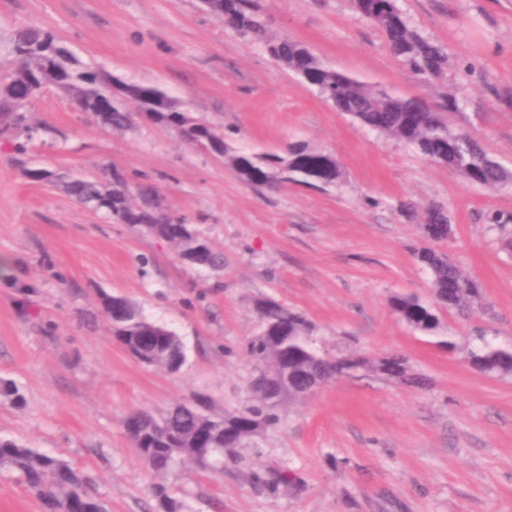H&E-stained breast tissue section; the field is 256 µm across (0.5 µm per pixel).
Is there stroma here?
Here are the masks:
<instances>
[{"mask_svg": "<svg viewBox=\"0 0 512 512\" xmlns=\"http://www.w3.org/2000/svg\"><path fill=\"white\" fill-rule=\"evenodd\" d=\"M411 26L442 44L448 69L435 93L456 96L453 127L475 131L512 167V0H399ZM271 33L323 62L390 91L423 89L382 33L350 0H264ZM41 28L85 63L129 84L159 87L192 116L234 132L237 147L278 152L303 140L332 154L343 178L317 189L262 192L222 159L136 119L116 136L57 91L35 98V168L90 177L149 175L166 207L224 256L220 272L185 265L172 245L60 188L30 181L0 136V378L25 398L0 401V436L68 461L110 512H152L166 484L189 512H512V376L472 370L465 352L488 339L512 348V253L487 231L512 225V191L493 192L410 146L379 135L324 102L240 38L202 0H0V46ZM445 208L453 226L441 250L482 285L475 313L441 315L448 350L391 311L394 294L430 299L427 246L399 202ZM121 295L181 337L187 358L169 373L141 364L113 340L103 299ZM269 296L304 313L318 348L376 359L403 355L426 388L368 373L285 401L245 464L158 475L125 433L134 410L155 414L205 397L214 412L245 406L259 332L253 304ZM297 470L303 490L254 491L251 469ZM0 512H43L16 474L0 468Z\"/></svg>", "mask_w": 512, "mask_h": 512, "instance_id": "35a3bbf8", "label": "stroma"}]
</instances>
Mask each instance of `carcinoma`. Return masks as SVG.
Segmentation results:
<instances>
[{"label":"carcinoma","instance_id":"1","mask_svg":"<svg viewBox=\"0 0 512 512\" xmlns=\"http://www.w3.org/2000/svg\"><path fill=\"white\" fill-rule=\"evenodd\" d=\"M209 11L241 38L260 43L269 57L289 72L304 67L317 76L319 96L337 110L386 137L413 147L428 162L444 166L467 181L495 191L512 188V168L503 165L471 132L451 127L448 111L459 108L448 94L428 101L418 96L393 93L362 82L325 65L307 46L286 35L270 33L262 0H203ZM382 7L371 13L363 0H352L356 13L369 20L384 35L392 54L422 85L429 86L448 68L442 45L420 35L404 18L398 0H379ZM13 67L0 73V134L14 140L17 162L32 181L57 183L65 180L69 193L80 203L105 212L114 224H131L171 243L180 259L197 270L216 271L224 257L185 218L172 214L163 204L151 180L133 179L119 171L102 182L95 178L62 176L46 168L26 167L29 145L38 128L27 118V107L43 89L53 88L88 114L93 122L114 133L125 131L134 113L127 100L137 102L140 113L151 122L171 129L188 145L203 148L224 159L238 179L254 188L279 190L290 184L324 188L341 178L338 163L305 141H292L280 153H256L235 146L232 133L219 125L192 118L181 103L155 87L145 94L137 84H128L103 69L82 63L49 31L30 28L14 35L8 45ZM397 210L408 219H420L425 237L433 242L448 238V213L442 208L418 212L410 203ZM431 274L434 303L414 294L391 297L390 309L410 328L434 337L440 330L439 313L454 310L469 314L482 302L481 289L472 277L433 247L416 254ZM254 310L261 333L246 344V354L256 374L250 380L249 404L221 415L211 413L198 401L180 403L154 416L136 410L126 419L144 416L136 432H127L139 455L158 473L197 465L206 468L229 458L238 461L236 449L246 445L262 429L282 423L281 396L301 397L320 385L346 375L349 363L356 371L372 372L393 383L424 386L398 355L377 359L332 356L313 344L314 327L307 317L270 297L255 300ZM108 330L140 363L170 373L181 370L186 351L172 330L144 315L124 297L104 299ZM468 350L466 359L476 372L488 376H512V348L494 345L485 337ZM0 398L18 407L25 402L16 383L0 379ZM0 465L9 466L41 501L72 506V512H109L105 501L89 490L86 475L66 461L31 448L12 438L0 437ZM254 490L276 494L284 484L298 486L300 477L291 469L253 470ZM157 512H185V504L163 484L153 489Z\"/></svg>","mask_w":512,"mask_h":512}]
</instances>
